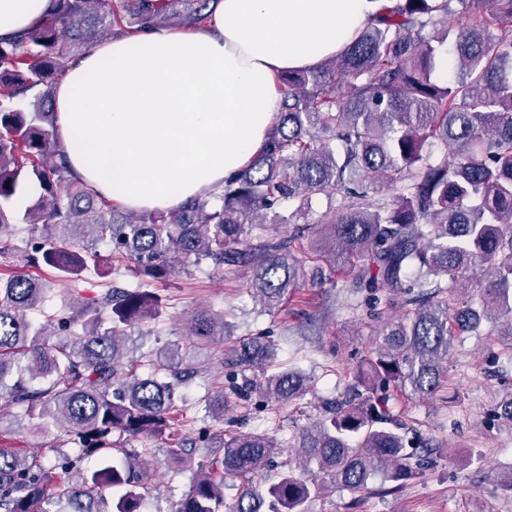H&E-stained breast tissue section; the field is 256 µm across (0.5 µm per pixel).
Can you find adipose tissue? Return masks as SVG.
Segmentation results:
<instances>
[{
	"mask_svg": "<svg viewBox=\"0 0 512 512\" xmlns=\"http://www.w3.org/2000/svg\"><path fill=\"white\" fill-rule=\"evenodd\" d=\"M391 0H216L206 25L121 35L71 61L56 124L72 172L129 212L206 195L264 150L276 76L341 53ZM53 0H0V38Z\"/></svg>",
	"mask_w": 512,
	"mask_h": 512,
	"instance_id": "ef3b65f1",
	"label": "adipose tissue"
}]
</instances>
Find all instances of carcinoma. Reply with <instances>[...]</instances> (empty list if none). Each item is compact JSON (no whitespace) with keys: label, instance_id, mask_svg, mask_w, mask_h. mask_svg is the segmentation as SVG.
<instances>
[{"label":"carcinoma","instance_id":"1","mask_svg":"<svg viewBox=\"0 0 512 512\" xmlns=\"http://www.w3.org/2000/svg\"><path fill=\"white\" fill-rule=\"evenodd\" d=\"M211 0H55L41 26L0 41V258L12 250V204L28 183L40 194L25 210L26 262L46 280L0 272V410L19 408L34 432L76 447L55 473L48 445L31 454L0 448V512H141L143 465L170 428L177 388L193 371L177 348L128 357L127 330L156 317L161 298L144 288L109 287L71 309L79 284L104 277L112 261L166 281L209 265L244 267L264 310L297 296L305 261L284 243L250 246L254 231L285 226L331 204L315 224L320 252L363 263L357 283L413 308L383 322L358 363L348 393L288 447L267 433L226 434L222 455L204 457L173 512H224V485L247 483L230 512H308L327 485L351 493L377 472L399 486L422 474L420 442L390 411L396 393L434 396L448 375L454 337L500 319L512 344V0H457L467 21L455 29L452 0H393L334 59L278 77L281 110L265 150L207 196L135 214L99 198L68 167L60 148L53 89L69 61L105 35L161 27L172 18L201 27ZM450 44L456 76L432 79ZM395 188L388 200L354 191L365 180ZM292 208L285 215L281 208ZM485 277L478 296L460 289ZM61 306L48 307L54 296ZM188 335L224 338V313L202 309ZM275 344L239 338L230 365L260 378L205 399L224 421L255 393L287 403L304 397L303 372L274 368ZM134 438L139 448L126 447ZM288 453L278 480H253Z\"/></svg>","mask_w":512,"mask_h":512}]
</instances>
